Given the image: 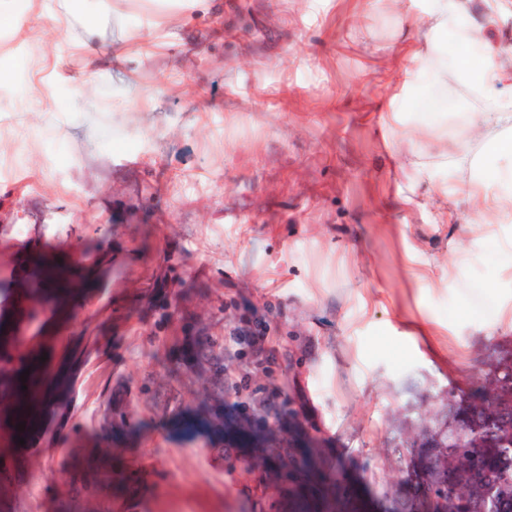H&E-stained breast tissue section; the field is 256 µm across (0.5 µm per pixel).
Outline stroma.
<instances>
[{
    "instance_id": "1",
    "label": "stroma",
    "mask_w": 512,
    "mask_h": 512,
    "mask_svg": "<svg viewBox=\"0 0 512 512\" xmlns=\"http://www.w3.org/2000/svg\"><path fill=\"white\" fill-rule=\"evenodd\" d=\"M54 8L0 16V512H258V470L185 429L225 404L302 411L348 477L342 512H396L402 416L512 342V222L475 240L467 207L437 224L424 206L512 173L487 152L502 127L469 137L483 103L453 74L460 111L428 114L427 76L402 123L374 108L422 0ZM433 127L452 163L431 181L413 168ZM41 260L63 275L25 288ZM23 410L40 432L21 444Z\"/></svg>"
}]
</instances>
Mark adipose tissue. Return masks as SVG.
Instances as JSON below:
<instances>
[{"label": "adipose tissue", "instance_id": "adipose-tissue-1", "mask_svg": "<svg viewBox=\"0 0 512 512\" xmlns=\"http://www.w3.org/2000/svg\"><path fill=\"white\" fill-rule=\"evenodd\" d=\"M430 24L419 39H411L404 31H397L400 49L396 65L401 79L383 96L380 106L392 119H399L402 103L421 75H429L435 82L447 84L448 64L440 49V40L448 30V22L463 19L459 31L462 42L482 48L484 59L474 65L469 58H461L457 73L467 83L474 84L485 107L479 114L472 133H479L487 125L512 126V102L502 100L503 88L512 87V56L501 51L489 38V27L494 17L512 14V0H483L484 10L476 14L471 0H426ZM461 195L474 213L477 224H501L512 219V186L491 189L480 179L463 182Z\"/></svg>", "mask_w": 512, "mask_h": 512}]
</instances>
